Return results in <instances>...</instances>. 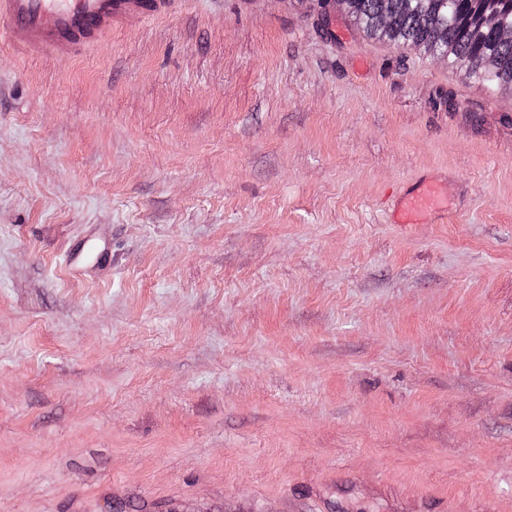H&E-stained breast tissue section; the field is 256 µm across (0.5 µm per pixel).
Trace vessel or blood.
<instances>
[{
  "label": "vessel or blood",
  "mask_w": 512,
  "mask_h": 512,
  "mask_svg": "<svg viewBox=\"0 0 512 512\" xmlns=\"http://www.w3.org/2000/svg\"><path fill=\"white\" fill-rule=\"evenodd\" d=\"M184 3L185 0H0V15L7 20L1 38L16 51L75 55L129 17L167 16ZM447 207V182L424 179L404 190L396 221L421 224L432 213Z\"/></svg>",
  "instance_id": "b4317fda"
}]
</instances>
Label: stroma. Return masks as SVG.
<instances>
[{
    "instance_id": "obj_1",
    "label": "stroma",
    "mask_w": 512,
    "mask_h": 512,
    "mask_svg": "<svg viewBox=\"0 0 512 512\" xmlns=\"http://www.w3.org/2000/svg\"><path fill=\"white\" fill-rule=\"evenodd\" d=\"M318 13L0 42V512H512V92ZM448 209V183L424 179L403 192L396 213L397 224H422L434 212Z\"/></svg>"
}]
</instances>
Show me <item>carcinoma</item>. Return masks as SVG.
<instances>
[{"label":"carcinoma","mask_w":512,"mask_h":512,"mask_svg":"<svg viewBox=\"0 0 512 512\" xmlns=\"http://www.w3.org/2000/svg\"><path fill=\"white\" fill-rule=\"evenodd\" d=\"M439 2L441 0L431 2V9L437 12L433 19L424 16L421 0H378L373 4L366 0H350V5L357 26L367 36L387 40L399 48L419 42L429 43L447 51L448 61L459 67L472 57H486L492 62L494 72L488 77L470 72L468 78L489 90L506 85L512 87V52L506 50L496 33L474 19L465 21L451 4L438 8ZM379 11L391 20L383 32L373 24L374 15Z\"/></svg>","instance_id":"obj_1"}]
</instances>
